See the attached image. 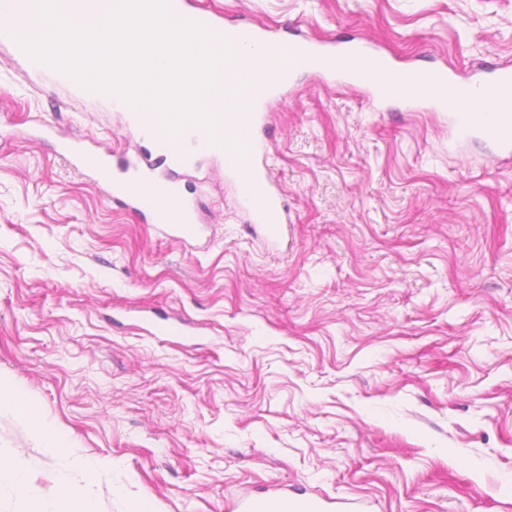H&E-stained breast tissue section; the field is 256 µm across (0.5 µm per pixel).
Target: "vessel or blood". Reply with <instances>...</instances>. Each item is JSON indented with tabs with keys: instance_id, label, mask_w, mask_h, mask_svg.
Returning a JSON list of instances; mask_svg holds the SVG:
<instances>
[{
	"instance_id": "vessel-or-blood-1",
	"label": "vessel or blood",
	"mask_w": 512,
	"mask_h": 512,
	"mask_svg": "<svg viewBox=\"0 0 512 512\" xmlns=\"http://www.w3.org/2000/svg\"><path fill=\"white\" fill-rule=\"evenodd\" d=\"M166 17L170 22H192L214 28L205 13L189 10L188 0H166ZM263 32L252 25L225 29L223 38L232 49H240L262 40ZM277 66L268 86L254 84L250 71L236 70L232 79L239 92L249 100L248 111L225 114L210 131L187 125L176 137L155 136L151 143L159 166H140L124 158L85 150L79 142L62 141L58 147L74 165L95 175L112 196L128 208L149 216L156 224L166 225L174 238L185 241L198 236L196 207L185 196L173 171L193 166L196 158L208 155L223 158L225 173L238 185L240 204L253 225L264 232L268 243L277 245L284 238L286 224L281 195L271 181L268 168L261 159L262 143L258 132L264 124V98L267 91L281 94L292 84L296 73L303 72L326 78L347 77L363 69H375L383 78L375 87L377 97L399 95L443 108L452 77L445 70L423 72L402 71L389 61L373 56L362 42L345 41L340 47L323 46L309 40L280 43L265 41ZM482 94L498 103L499 125L512 126V66L492 69L482 78ZM237 512H323L314 499H288L273 495L255 499L239 496Z\"/></svg>"
}]
</instances>
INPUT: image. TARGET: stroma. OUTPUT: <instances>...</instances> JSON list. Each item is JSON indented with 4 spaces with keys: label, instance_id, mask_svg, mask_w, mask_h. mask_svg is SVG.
Masks as SVG:
<instances>
[{
    "label": "stroma",
    "instance_id": "stroma-1",
    "mask_svg": "<svg viewBox=\"0 0 512 512\" xmlns=\"http://www.w3.org/2000/svg\"><path fill=\"white\" fill-rule=\"evenodd\" d=\"M277 37L364 40L398 68L512 65V0H190ZM261 138L288 241L249 227L214 157L199 237L114 202L42 123L145 156L123 113L0 46V487L98 512H232L275 486L364 512H512V155L448 113L299 76ZM56 432L36 442L29 415ZM80 504V512H97L96 505L92 500H83L78 490L73 487H61L56 496L43 505L41 510L35 512H75V505Z\"/></svg>",
    "mask_w": 512,
    "mask_h": 512
}]
</instances>
